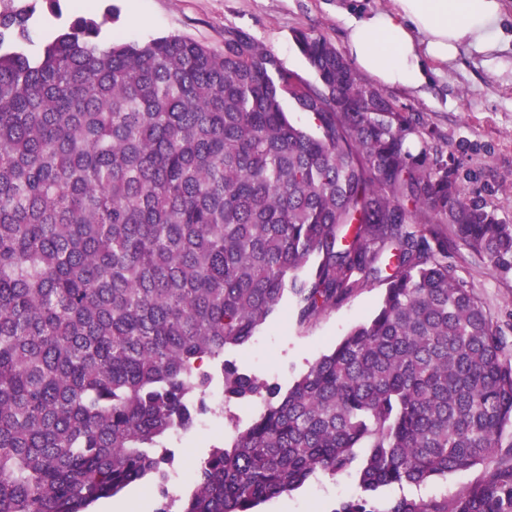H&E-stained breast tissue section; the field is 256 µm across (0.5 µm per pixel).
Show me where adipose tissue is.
Returning a JSON list of instances; mask_svg holds the SVG:
<instances>
[{
	"mask_svg": "<svg viewBox=\"0 0 512 512\" xmlns=\"http://www.w3.org/2000/svg\"><path fill=\"white\" fill-rule=\"evenodd\" d=\"M347 23L346 50L378 84L415 91L426 62H453L461 48L495 50L505 37L504 0H391Z\"/></svg>",
	"mask_w": 512,
	"mask_h": 512,
	"instance_id": "ef3b65f1",
	"label": "adipose tissue"
}]
</instances>
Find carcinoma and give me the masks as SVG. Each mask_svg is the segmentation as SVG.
Masks as SVG:
<instances>
[{"label":"carcinoma","mask_w":512,"mask_h":512,"mask_svg":"<svg viewBox=\"0 0 512 512\" xmlns=\"http://www.w3.org/2000/svg\"><path fill=\"white\" fill-rule=\"evenodd\" d=\"M41 1L59 14L0 0V512H90L132 485L155 512H254L349 471L359 493L331 512H379L383 487L479 465L384 512H512V360L448 265L461 243L512 273V223L426 129L322 34L294 32L314 84L242 31L220 52L105 41L110 11L34 54ZM371 278L375 314L286 393L224 358L284 297L304 324ZM205 357L225 400L265 409L173 502L164 440L207 411ZM482 470V466H476L470 469L453 471L445 476L435 477L418 488L422 490V493L416 496H407L424 500H440L446 497L449 499L476 482Z\"/></svg>","instance_id":"carcinoma-1"}]
</instances>
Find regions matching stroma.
<instances>
[{"label":"stroma","instance_id":"obj_1","mask_svg":"<svg viewBox=\"0 0 512 512\" xmlns=\"http://www.w3.org/2000/svg\"><path fill=\"white\" fill-rule=\"evenodd\" d=\"M389 0H91L90 12L102 17L112 10L108 36L128 42L180 35L223 50L224 35L241 30L269 49L290 72L312 80L293 33L314 31L344 49L346 20L388 6ZM384 94L402 111L413 113L433 136L426 144L454 155L466 197L485 200L500 217L512 221V43L489 53L461 49L447 66H436L430 81L417 91L395 88ZM452 263L506 335L504 352L512 357V274L490 270L485 257L457 245ZM382 294L374 285L328 309L308 324H298L291 299H283L251 343L226 351L245 370L288 388L310 363L328 353L356 325L375 311ZM215 431L193 429V448L177 438L166 444L175 452V467L205 457L213 447L230 443L262 409L224 399L220 384L206 394ZM355 473L319 475L303 488L262 503L256 512H329L338 501L358 494Z\"/></svg>","mask_w":512,"mask_h":512}]
</instances>
